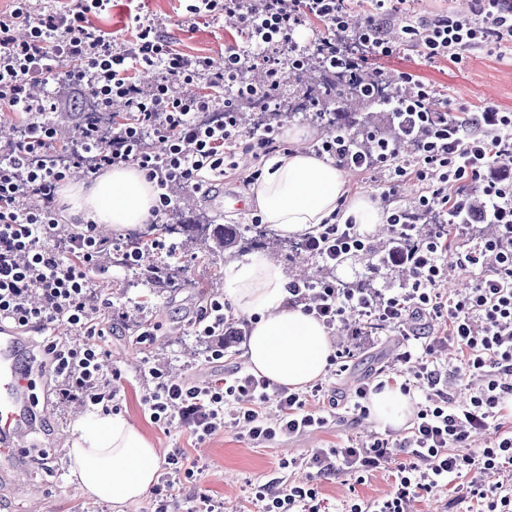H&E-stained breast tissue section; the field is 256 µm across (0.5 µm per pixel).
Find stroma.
<instances>
[{
	"label": "stroma",
	"instance_id": "35a3bbf8",
	"mask_svg": "<svg viewBox=\"0 0 512 512\" xmlns=\"http://www.w3.org/2000/svg\"><path fill=\"white\" fill-rule=\"evenodd\" d=\"M141 5L144 13L162 24L171 49L181 55L207 58L219 67L224 62L225 51L240 42L236 29L224 19L189 18L184 0H141ZM371 66L385 73L418 75L435 87L440 98L446 99L451 116L458 118L462 113L488 108L512 113V51L495 45L485 44L465 52L463 62L458 65L445 60L427 63L417 47L404 45L393 57L372 61ZM255 168V163H241L226 171L219 191L227 200L224 206L206 198L187 196L182 205L184 216L202 210L214 214L220 224L249 223L257 207L250 202L246 178ZM233 196L248 202V209L239 211L229 205L228 200ZM184 248L189 259L185 270L178 275L179 288H156L144 313L133 310L134 301L143 291L138 276L115 266L98 273L94 280L96 290L111 296L115 310L123 314L103 338L112 366L118 371L112 381L117 391L114 414L124 417L165 454L181 448L204 466L201 474L182 485V497L189 499L206 492L223 501L228 512H251V485L275 477L286 484L295 481L294 472L285 467L291 459L319 448L342 445L355 436L367 440L374 435L394 439L404 435V428L383 425L374 415L361 417L351 409L359 384L374 385L392 377L401 338L391 331L382 333L373 344L348 359L346 370L328 365L323 378L338 405L328 424L317 431L256 447L231 432L200 443L187 428L151 422L141 408L146 365L161 366L188 382H201L246 364L247 337L230 344L223 359L215 361L205 357L202 344L191 334V322L204 305L202 292L222 296L218 284L232 267V259L220 250L207 251L205 242L196 237L186 240ZM334 276L342 283L363 281L377 288L392 287L401 280L398 269L378 266L368 254L350 257ZM149 322L156 326V336L151 341L138 342V335ZM81 414L77 404L61 406L47 423L36 425L26 437V448L43 450L48 457L47 464L31 459L22 463L13 456H0V512H152L154 497L150 494L137 503L119 506L90 498L77 489L69 471L71 461L66 441L73 434V421ZM315 486L322 497L340 508L354 498L373 500L389 494L394 486V469L385 466L361 482L352 475L321 478ZM476 507V501L466 500L461 487L452 483L414 499L410 510L475 512Z\"/></svg>",
	"mask_w": 512,
	"mask_h": 512
}]
</instances>
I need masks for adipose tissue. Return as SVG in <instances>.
<instances>
[{
    "mask_svg": "<svg viewBox=\"0 0 512 512\" xmlns=\"http://www.w3.org/2000/svg\"><path fill=\"white\" fill-rule=\"evenodd\" d=\"M294 147L275 157L254 189L264 223L282 236H295L329 219L347 176L301 148V134L288 133ZM73 214L81 221L122 231L145 223L155 203L145 174L133 166L113 168L91 189L73 188ZM280 262L255 256L236 264L223 283L224 296L238 311L257 315L246 352L251 371L275 385L298 387L321 377L332 352L324 326L288 302ZM68 443L71 474L87 495L118 505L139 500L157 479L161 452L119 416H82Z\"/></svg>",
    "mask_w": 512,
    "mask_h": 512,
    "instance_id": "obj_1",
    "label": "adipose tissue"
}]
</instances>
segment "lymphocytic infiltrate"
Instances as JSON below:
<instances>
[{
    "label": "lymphocytic infiltrate",
    "mask_w": 512,
    "mask_h": 512,
    "mask_svg": "<svg viewBox=\"0 0 512 512\" xmlns=\"http://www.w3.org/2000/svg\"><path fill=\"white\" fill-rule=\"evenodd\" d=\"M411 0H369L355 40L365 56L391 57L397 41L420 47L426 61L460 62L470 47L493 43L512 47V0H484L476 19L437 13L404 25L400 39L387 31L389 20ZM111 0H74L63 11L37 8L35 0H14L0 14V106L21 117L20 124L0 128V322L26 331L45 332L65 324L84 340L67 346L49 340L44 366L54 380L59 402L109 405L116 393L112 371L105 368L101 337L112 321V302L92 291L93 276L112 254L141 279L161 286L180 266V245L168 229L182 193L198 192L223 176L236 152L266 158L284 150L283 125L277 117L286 70L353 68L339 47L337 33L350 30L347 0H189L191 17L236 18L244 48L224 54L213 72L203 57L170 50L167 36L153 19L137 17L132 46L94 29L89 17L108 9ZM322 21L330 34L312 44L293 35L310 19ZM160 71L153 83L137 84V69ZM210 75L208 93L173 95L170 80L192 85ZM261 96L272 122L244 127L240 104ZM87 97L104 112L120 103L109 133L74 112V99ZM377 106L394 126V138L372 132L340 131L322 138L318 155L360 172L378 171L398 186L414 177L425 184L415 208H390L387 222L398 240L383 255L385 264L405 267L409 279L397 288H350L327 276L293 281L288 292L295 304L323 323L362 343L389 327L403 329L399 360L400 389L433 388L435 398L419 406L410 431L401 440L359 441L344 448H321L292 459L298 470L315 469L327 478L350 472L365 478L383 462L395 459V486L385 497L355 499L346 512H405L414 497L464 480L466 494L480 512H512V431L498 434L476 455L460 448L498 420L512 399V172L497 160L512 156V113L484 110L480 117L449 121L434 90L411 73H401L396 93ZM133 165L152 183L155 204L149 238L100 235L94 222L65 224L60 219L59 190L72 168L91 173ZM477 184L475 212L495 225V237L458 253V266L474 280L473 288L444 294L438 284L448 265L451 238L461 221L459 202L449 185ZM310 256L336 269L350 256L368 251V237L356 224L317 225L304 236ZM443 323L447 337L417 347L418 333L408 319ZM194 334L209 342L210 357H224V303L211 300L194 321ZM444 365H437L436 357ZM151 383L141 398L150 420L187 427L196 441L235 430L253 444L290 439L324 427L328 418L319 403L324 383L303 391L274 386L267 378L233 371L223 378L190 384L152 367ZM465 382L466 401L449 398L447 379ZM235 410H227V400ZM275 402L276 418L265 416ZM199 460L180 452L170 455L154 512H224L223 502L201 492L181 499L183 480L202 472ZM502 479L486 485L483 476ZM258 512H330L312 485L302 482L276 490L266 482L251 491Z\"/></svg>",
    "instance_id": "obj_1"
}]
</instances>
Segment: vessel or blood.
Returning <instances> with one entry per match:
<instances>
[{"instance_id": "obj_1", "label": "vessel or blood", "mask_w": 512, "mask_h": 512, "mask_svg": "<svg viewBox=\"0 0 512 512\" xmlns=\"http://www.w3.org/2000/svg\"><path fill=\"white\" fill-rule=\"evenodd\" d=\"M29 377L21 365L19 337L0 324V451L18 455L35 425L28 392Z\"/></svg>"}]
</instances>
